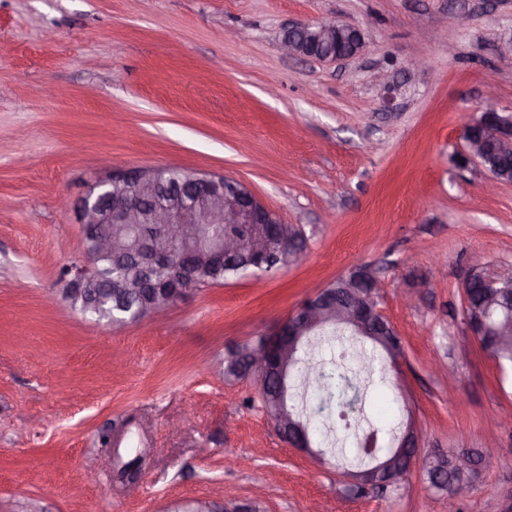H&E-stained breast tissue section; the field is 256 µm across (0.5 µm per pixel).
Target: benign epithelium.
<instances>
[{
  "label": "benign epithelium",
  "instance_id": "obj_1",
  "mask_svg": "<svg viewBox=\"0 0 512 512\" xmlns=\"http://www.w3.org/2000/svg\"><path fill=\"white\" fill-rule=\"evenodd\" d=\"M309 41L328 47L324 53H315L311 58L323 62L351 59L363 51L364 38L361 31L349 24L326 22L318 25L298 23L292 26L280 42L286 56H302L303 45ZM504 143L512 144V113L486 108L480 116L467 124L462 132L466 151L462 161L488 164L485 152V135ZM79 224L83 242V261L67 270V296L81 298L86 302L99 296L94 286V270L98 260L112 256V225L116 224L131 233L139 243L141 273L114 281L106 294H130L152 284L156 269L169 273L167 290L171 294L162 298L148 311L140 310V320L168 307L190 292L186 284L192 281L193 269L199 263L214 266L236 256L240 251L237 236L228 231L215 245L196 252H181L172 243L192 240L199 233L198 225L251 224V254L258 265L265 264L270 245L279 244L280 249L300 254L303 249L299 235L286 229L272 235L269 225L281 220L269 210L243 183L220 174L190 171L180 167H140L131 169L105 168L104 172L87 183L85 191L76 199L64 202ZM348 288L333 294L322 288L309 296L282 322L268 333L262 347L252 351L247 359L244 375L264 381L267 374H274L279 382L281 394L287 393L288 363L302 346L306 333L324 321H334L358 336L379 344L392 361L401 359V341L397 334L383 336L381 326L390 325L376 306L381 282L368 265H358L346 276ZM481 282L487 288L483 308H496L506 314L512 313V295L500 289L504 280L484 272L472 271L462 282V305L468 331L486 351L492 350L491 340L486 336L485 318L469 316L471 303L468 287ZM274 431L291 448L312 453L311 439L305 428L296 420L276 419L272 421ZM418 433L408 426L400 437L397 448L370 469L348 474L354 486L396 484L405 481L411 474L414 454L419 449ZM458 478L449 482L448 503L462 497L467 488L465 475L477 467V458L464 453L454 462Z\"/></svg>",
  "mask_w": 512,
  "mask_h": 512
}]
</instances>
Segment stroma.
Listing matches in <instances>:
<instances>
[{
	"mask_svg": "<svg viewBox=\"0 0 512 512\" xmlns=\"http://www.w3.org/2000/svg\"><path fill=\"white\" fill-rule=\"evenodd\" d=\"M360 29L346 61L288 57L296 23ZM428 65L413 69L409 58ZM512 109V0H0V499L15 512H448L427 458L484 447L458 512H512V366L468 332L461 282L512 278V181L462 164L464 126ZM177 166L244 183L306 247L113 327L68 300L83 254L59 205L101 172ZM373 266L404 356L368 390L384 432L413 424L408 481L364 494L324 437L268 424L239 345ZM414 295V306L401 303ZM139 459V475L126 472ZM271 423L274 431L289 447L297 448L309 454L313 453L308 432L297 420L288 417V420L275 419Z\"/></svg>",
	"mask_w": 512,
	"mask_h": 512,
	"instance_id": "1",
	"label": "stroma"
}]
</instances>
